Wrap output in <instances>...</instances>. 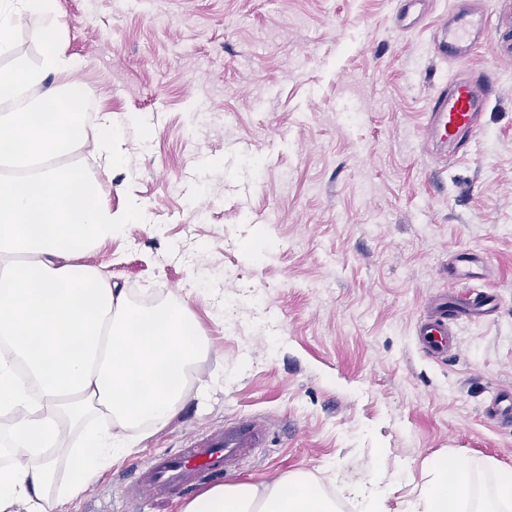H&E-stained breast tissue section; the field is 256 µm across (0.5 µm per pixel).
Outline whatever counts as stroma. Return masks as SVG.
<instances>
[{"label":"stroma","instance_id":"stroma-1","mask_svg":"<svg viewBox=\"0 0 512 512\" xmlns=\"http://www.w3.org/2000/svg\"><path fill=\"white\" fill-rule=\"evenodd\" d=\"M453 4L428 0L405 30L402 0H54L62 49L117 138L111 168L84 149L70 162L104 204L145 213L77 262L189 298L209 342L202 399L58 512H180V498L124 497L135 465L253 413L272 442L233 480L306 473L339 512L354 505L333 472L381 474L399 512L431 457L512 468V425L483 412L512 387V0H482L491 33L458 61L433 41ZM41 27L21 18L0 68L39 63ZM461 71L494 90L474 137L441 159L426 103ZM459 251L489 276L450 278ZM479 292L495 313L455 317L456 353L428 357L416 330L431 301Z\"/></svg>","mask_w":512,"mask_h":512}]
</instances>
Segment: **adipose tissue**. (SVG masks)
Here are the masks:
<instances>
[{"label":"adipose tissue","instance_id":"adipose-tissue-1","mask_svg":"<svg viewBox=\"0 0 512 512\" xmlns=\"http://www.w3.org/2000/svg\"><path fill=\"white\" fill-rule=\"evenodd\" d=\"M44 17L39 64L0 69V99L42 85L73 67L60 48L53 0H0V54L10 51L18 21ZM84 93L66 83L27 106L0 113V162L50 167L20 180L0 175V414L7 415L9 465L0 467V512H56L78 498L104 467L125 455L128 433L166 425L193 399L196 364L209 352L188 299L134 302L76 255L112 240L141 216L139 205L115 212L101 201L96 177L66 159L87 146L111 167L112 115L99 116L94 139L83 130ZM94 414L87 451L65 447L66 425ZM70 478L57 485L58 462ZM428 478L402 512H512V469L491 471V491L475 499L466 461L426 462ZM182 512H338L336 500L308 475L286 474L259 486L229 481L189 500Z\"/></svg>","mask_w":512,"mask_h":512}]
</instances>
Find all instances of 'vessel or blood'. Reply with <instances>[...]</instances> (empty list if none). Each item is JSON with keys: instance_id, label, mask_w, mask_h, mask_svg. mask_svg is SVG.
<instances>
[{"instance_id": "vessel-or-blood-1", "label": "vessel or blood", "mask_w": 512, "mask_h": 512, "mask_svg": "<svg viewBox=\"0 0 512 512\" xmlns=\"http://www.w3.org/2000/svg\"><path fill=\"white\" fill-rule=\"evenodd\" d=\"M490 27L489 15L472 0H456L448 25L441 31L438 51L445 58H463L473 40ZM490 93L488 83L473 79L454 78L444 83L427 104V139L452 143L475 132ZM418 334L430 354L440 359L458 347L444 307L420 322ZM485 414L500 423L512 422V389H499L486 405ZM270 436V424L263 415L225 421L205 433L185 437L180 448L150 456L137 466L135 480L124 486L123 492L135 503L182 496L238 470L258 449L268 446Z\"/></svg>"}]
</instances>
